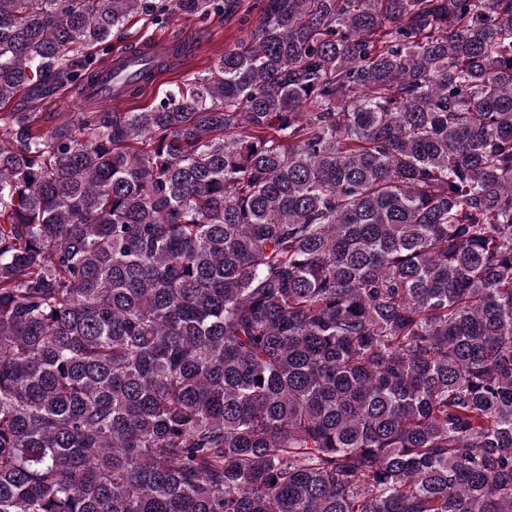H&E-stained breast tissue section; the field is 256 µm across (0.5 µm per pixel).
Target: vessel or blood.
<instances>
[{"label": "vessel or blood", "instance_id": "b4317fda", "mask_svg": "<svg viewBox=\"0 0 512 512\" xmlns=\"http://www.w3.org/2000/svg\"><path fill=\"white\" fill-rule=\"evenodd\" d=\"M172 46V41L157 40L137 50L115 53L109 64L99 68L87 89L88 94L112 105L123 102L125 99L122 91L123 78L133 76L140 71L143 57H150L159 65L168 62L173 55Z\"/></svg>", "mask_w": 512, "mask_h": 512}]
</instances>
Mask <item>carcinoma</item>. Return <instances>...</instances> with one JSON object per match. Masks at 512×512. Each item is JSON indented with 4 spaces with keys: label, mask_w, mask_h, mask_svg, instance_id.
<instances>
[{
    "label": "carcinoma",
    "mask_w": 512,
    "mask_h": 512,
    "mask_svg": "<svg viewBox=\"0 0 512 512\" xmlns=\"http://www.w3.org/2000/svg\"><path fill=\"white\" fill-rule=\"evenodd\" d=\"M0 0V104L128 19ZM0 512H512V0H262L151 109L0 113Z\"/></svg>",
    "instance_id": "carcinoma-1"
}]
</instances>
